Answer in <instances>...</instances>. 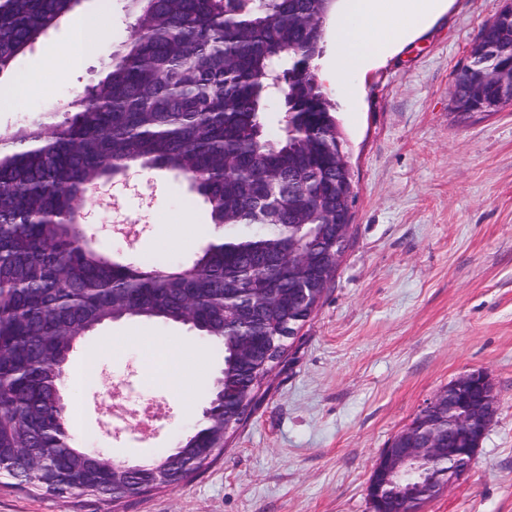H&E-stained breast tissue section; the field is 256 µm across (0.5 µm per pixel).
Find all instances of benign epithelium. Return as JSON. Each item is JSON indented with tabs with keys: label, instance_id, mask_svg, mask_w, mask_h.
Instances as JSON below:
<instances>
[{
	"label": "benign epithelium",
	"instance_id": "benign-epithelium-1",
	"mask_svg": "<svg viewBox=\"0 0 512 512\" xmlns=\"http://www.w3.org/2000/svg\"><path fill=\"white\" fill-rule=\"evenodd\" d=\"M479 92L477 83L468 85L465 91L453 89L454 105L469 106V100ZM496 411L497 398L484 372L474 370L449 383L416 414L418 428L414 435L401 433L384 449L369 480L370 503L384 496H397L413 505L411 512H422L445 486L469 472ZM442 452L448 458L445 482H418L407 488L400 485L403 477L432 463Z\"/></svg>",
	"mask_w": 512,
	"mask_h": 512
}]
</instances>
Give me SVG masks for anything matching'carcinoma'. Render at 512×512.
Returning <instances> with one entry per match:
<instances>
[{
  "instance_id": "cac0c4a2",
  "label": "carcinoma",
  "mask_w": 512,
  "mask_h": 512,
  "mask_svg": "<svg viewBox=\"0 0 512 512\" xmlns=\"http://www.w3.org/2000/svg\"><path fill=\"white\" fill-rule=\"evenodd\" d=\"M79 0H0V76ZM134 19L75 111L0 135V485L116 502L185 483L251 414L336 265L335 226L355 198L336 105L316 60L336 0H126ZM512 39L483 43L457 77L484 107L512 106ZM284 110L274 139L271 100ZM133 170L184 179L212 231L194 258H113L82 213ZM315 272L288 274L289 245ZM179 322L223 353L200 422L132 471L69 431L66 367L106 321ZM249 347L245 361L240 349Z\"/></svg>"
}]
</instances>
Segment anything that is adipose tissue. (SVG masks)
<instances>
[{"instance_id": "adipose-tissue-1", "label": "adipose tissue", "mask_w": 512, "mask_h": 512, "mask_svg": "<svg viewBox=\"0 0 512 512\" xmlns=\"http://www.w3.org/2000/svg\"><path fill=\"white\" fill-rule=\"evenodd\" d=\"M441 5L442 0H344L334 25L336 54L320 70L321 81L354 94L356 76Z\"/></svg>"}]
</instances>
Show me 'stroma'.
<instances>
[{
	"label": "stroma",
	"instance_id": "stroma-1",
	"mask_svg": "<svg viewBox=\"0 0 512 512\" xmlns=\"http://www.w3.org/2000/svg\"><path fill=\"white\" fill-rule=\"evenodd\" d=\"M505 0H446L360 78L357 97L326 87L347 141L356 196L350 241L322 303L272 372L223 455L187 484L123 497L41 498L0 487V512H373L368 484L384 448L459 376L481 370L498 401L470 471L425 512H512V108L464 119L452 89L472 43ZM97 41L73 57V27ZM124 0H80L19 56L8 81L40 74L23 103L0 101V130L49 120L100 79L129 31ZM113 255L187 260L209 217L186 181L135 171L93 208ZM193 378L177 389L168 345ZM100 376L85 380V356ZM221 354L190 326L105 322L70 355L69 427L112 458L173 448L200 420ZM122 384L127 399H113ZM153 432H114L128 410Z\"/></svg>",
	"mask_w": 512,
	"mask_h": 512
}]
</instances>
